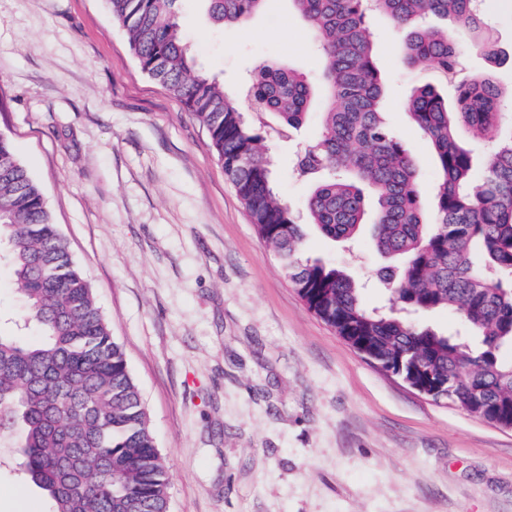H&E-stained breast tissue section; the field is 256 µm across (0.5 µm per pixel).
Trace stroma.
I'll return each mask as SVG.
<instances>
[{
	"mask_svg": "<svg viewBox=\"0 0 512 512\" xmlns=\"http://www.w3.org/2000/svg\"><path fill=\"white\" fill-rule=\"evenodd\" d=\"M504 56L465 33L477 73L512 83V0H486ZM178 22L198 64L248 121L265 126L277 192L304 215L297 153L320 132L310 114L283 134L251 112L248 75L267 62L318 79L323 60L289 0L245 25L212 24L202 0ZM386 118L417 159L424 200L432 149L405 115L413 85L403 35L372 20ZM0 134L41 188L54 224L122 344L170 475V512H512V429L436 402L354 350L298 295L256 233L208 131L149 78L106 0H0ZM305 254L387 290L370 242L348 251L307 230ZM0 450V512H48Z\"/></svg>",
	"mask_w": 512,
	"mask_h": 512,
	"instance_id": "obj_1",
	"label": "stroma"
}]
</instances>
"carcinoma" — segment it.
Returning <instances> with one entry per match:
<instances>
[{
  "instance_id": "obj_1",
  "label": "carcinoma",
  "mask_w": 512,
  "mask_h": 512,
  "mask_svg": "<svg viewBox=\"0 0 512 512\" xmlns=\"http://www.w3.org/2000/svg\"><path fill=\"white\" fill-rule=\"evenodd\" d=\"M180 0H107L141 70L203 124L225 175L259 236L279 256L309 310L385 368L431 386L433 400L512 427V99L488 75L448 97L413 89L408 117L433 148L439 183L422 201L415 159L385 118L384 76L370 39L374 15L405 33L404 64L445 81L464 67L453 21L490 59L498 56L477 0H289L325 60L320 89L280 63L259 66L247 84L251 110L284 131L319 106L320 135L294 164L311 184L308 225L349 243L371 228L376 251L400 266L379 277L392 286L386 309L362 301V285L332 263L304 256V225L282 201L264 131L246 121L216 78L197 68L178 23ZM221 27L242 24L265 0H206ZM25 308L10 319L34 328L25 343L0 334V445L19 449L24 481L50 512H168L169 474L122 346L74 262L38 185L0 135V256ZM446 311L459 329L422 317Z\"/></svg>"
}]
</instances>
